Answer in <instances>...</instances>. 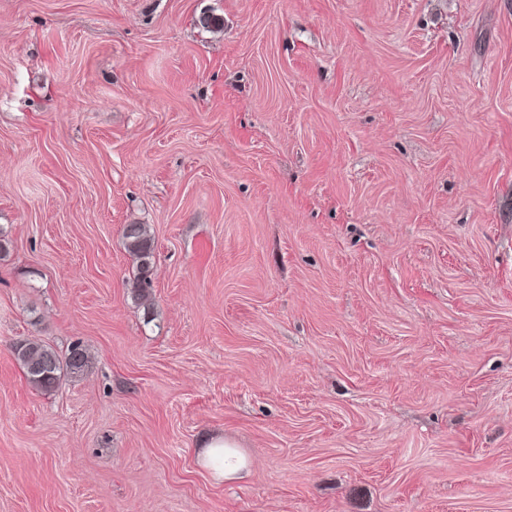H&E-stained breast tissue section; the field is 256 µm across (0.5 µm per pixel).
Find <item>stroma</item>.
Masks as SVG:
<instances>
[{
	"mask_svg": "<svg viewBox=\"0 0 512 512\" xmlns=\"http://www.w3.org/2000/svg\"><path fill=\"white\" fill-rule=\"evenodd\" d=\"M0 235V512H512V0H0ZM122 236L127 251L138 262L135 291L139 292L138 295H142L151 285V258L154 251L153 239L144 224L124 225ZM14 355L20 363L28 382L43 392L53 391L60 383L62 371L79 373L87 363L86 352L72 347L62 357L56 350L45 344L19 341L14 345ZM198 464L219 481L238 479L248 471L247 458L223 433L208 435L197 449Z\"/></svg>",
	"mask_w": 512,
	"mask_h": 512,
	"instance_id": "stroma-1",
	"label": "stroma"
}]
</instances>
